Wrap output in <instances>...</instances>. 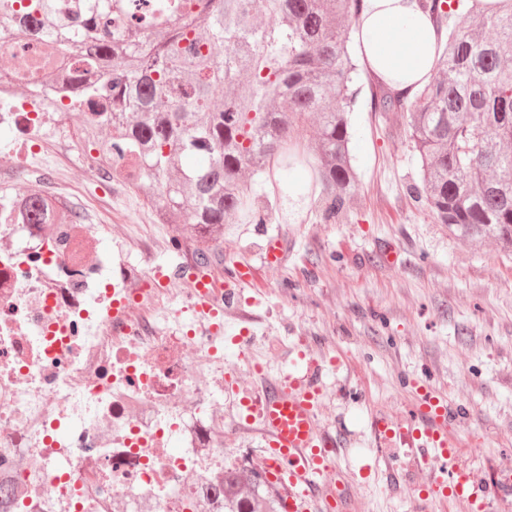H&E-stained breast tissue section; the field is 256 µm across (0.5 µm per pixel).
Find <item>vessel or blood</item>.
<instances>
[{
	"instance_id": "obj_1",
	"label": "vessel or blood",
	"mask_w": 512,
	"mask_h": 512,
	"mask_svg": "<svg viewBox=\"0 0 512 512\" xmlns=\"http://www.w3.org/2000/svg\"><path fill=\"white\" fill-rule=\"evenodd\" d=\"M322 368L317 359L297 352L286 373L268 379L246 409L258 421L267 446L262 468L270 481L288 494V512H342L344 499L328 483L339 474L338 442L320 425ZM381 458L387 467L427 466L434 472L435 501L471 499L478 512L488 507L487 488L474 479L461 460L462 442L448 433L446 401L425 393L417 410L375 423Z\"/></svg>"
}]
</instances>
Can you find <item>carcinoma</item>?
Listing matches in <instances>:
<instances>
[{"label":"carcinoma","mask_w":512,"mask_h":512,"mask_svg":"<svg viewBox=\"0 0 512 512\" xmlns=\"http://www.w3.org/2000/svg\"><path fill=\"white\" fill-rule=\"evenodd\" d=\"M443 25L447 0H421ZM363 0H0L18 36L42 31L58 62L45 91L70 98L103 157L132 155L167 224L203 241L228 224H267L304 173L301 199L334 221L357 201L349 144L360 90L347 48ZM265 14L274 23L260 26ZM405 95L383 88L374 111ZM409 138L421 183L407 189L440 224L512 247V0L449 29L438 72L414 94ZM261 179L260 190L252 179ZM49 206L29 195L25 218ZM223 512H281L282 498L246 467L217 477Z\"/></svg>","instance_id":"obj_1"}]
</instances>
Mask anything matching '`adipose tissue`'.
<instances>
[{"mask_svg": "<svg viewBox=\"0 0 512 512\" xmlns=\"http://www.w3.org/2000/svg\"><path fill=\"white\" fill-rule=\"evenodd\" d=\"M353 35L366 69L398 91L415 94L438 68L442 33L419 0H364Z\"/></svg>", "mask_w": 512, "mask_h": 512, "instance_id": "adipose-tissue-1", "label": "adipose tissue"}]
</instances>
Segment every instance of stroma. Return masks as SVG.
<instances>
[{"label": "stroma", "mask_w": 512, "mask_h": 512, "mask_svg": "<svg viewBox=\"0 0 512 512\" xmlns=\"http://www.w3.org/2000/svg\"><path fill=\"white\" fill-rule=\"evenodd\" d=\"M357 81L350 155L358 200L336 222L294 220L301 207L295 188L271 223L229 229L223 242L204 248L195 233L159 219L146 185L138 195H118L126 221L112 235L126 246L179 236V250L157 257L158 267L194 262L204 252L210 272L228 279L239 263L250 264L252 276L225 311V325L278 343L283 371L297 349L335 359L337 371L324 375L320 419L343 436L339 464L357 476L346 485L351 512H470L465 499L422 500L427 469L372 472L366 450L376 418L419 406L412 382L425 378L449 407H462L448 432L464 439V458L479 480L496 488L512 468V249L463 240L408 197V185L421 177L407 126L413 102L373 111L376 77L362 67ZM271 236L286 251L277 268L260 259ZM390 245L399 251L394 263L383 259Z\"/></svg>", "instance_id": "stroma-1"}]
</instances>
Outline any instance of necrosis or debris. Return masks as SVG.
<instances>
[{
  "label": "necrosis or debris",
  "instance_id": "obj_1",
  "mask_svg": "<svg viewBox=\"0 0 512 512\" xmlns=\"http://www.w3.org/2000/svg\"><path fill=\"white\" fill-rule=\"evenodd\" d=\"M0 483L10 512H219L211 481L228 462L236 408L224 332L193 289L159 286L102 247L132 185L83 151L64 95H47L43 39L0 21ZM50 165L48 197L72 214L23 220L18 182Z\"/></svg>",
  "mask_w": 512,
  "mask_h": 512
}]
</instances>
